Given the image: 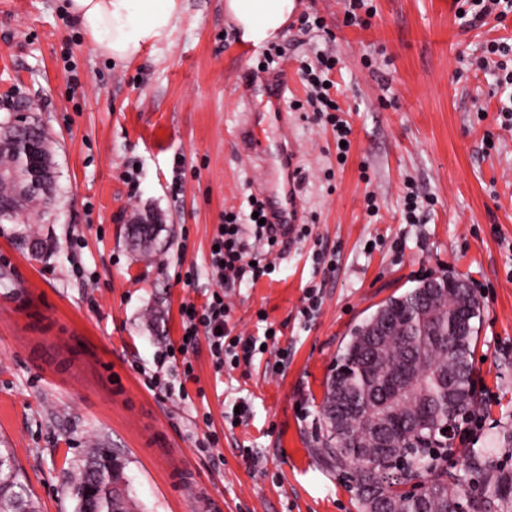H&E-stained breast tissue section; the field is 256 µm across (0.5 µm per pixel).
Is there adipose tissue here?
Returning <instances> with one entry per match:
<instances>
[{
    "mask_svg": "<svg viewBox=\"0 0 512 512\" xmlns=\"http://www.w3.org/2000/svg\"><path fill=\"white\" fill-rule=\"evenodd\" d=\"M296 0H224L243 41L261 46L292 19ZM180 0H67L65 10L95 47L118 61L137 60L145 47L167 34Z\"/></svg>",
    "mask_w": 512,
    "mask_h": 512,
    "instance_id": "obj_1",
    "label": "adipose tissue"
}]
</instances>
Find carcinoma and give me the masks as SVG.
<instances>
[{
    "label": "carcinoma",
    "instance_id": "obj_1",
    "mask_svg": "<svg viewBox=\"0 0 512 512\" xmlns=\"http://www.w3.org/2000/svg\"><path fill=\"white\" fill-rule=\"evenodd\" d=\"M48 144L45 129L31 116L17 123L14 116L0 120V169L9 172L28 163L25 144ZM55 179L47 190L32 187L20 196L9 180L0 181V224H19L24 209L38 204L43 214L54 211ZM158 235L153 218L129 225L134 245L151 247ZM417 289L391 297L361 324L336 356L333 375L327 381L321 405L326 430L324 456L336 469L349 474L358 491L362 512H371L370 499L380 507L376 512H492L500 502L512 512V471L495 467L490 457L474 452L463 464L464 475L448 472L449 442L460 423L476 404L474 394L473 343L478 336L476 319L480 301L470 289L449 288L439 304L428 313ZM346 386L357 407L348 422V434L339 442L333 435L331 406L336 385ZM399 385L405 394L391 399L389 387ZM382 411L390 414L395 439L396 465L378 461L371 430ZM426 425L413 426L417 418ZM452 426L448 444L440 441L438 430ZM478 475L482 491L466 488L467 477ZM419 480L427 487L425 499L407 494L403 485ZM69 488L76 497V512H133L125 463L108 448L95 443L86 459L73 466ZM33 494L17 475V462L9 448H0V512H36Z\"/></svg>",
    "mask_w": 512,
    "mask_h": 512
}]
</instances>
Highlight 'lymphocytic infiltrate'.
Listing matches in <instances>:
<instances>
[{
  "label": "lymphocytic infiltrate",
  "mask_w": 512,
  "mask_h": 512,
  "mask_svg": "<svg viewBox=\"0 0 512 512\" xmlns=\"http://www.w3.org/2000/svg\"><path fill=\"white\" fill-rule=\"evenodd\" d=\"M339 63L336 51H322L317 53L315 62L301 63L299 71L308 89L307 106L316 119L331 125L337 141L342 142L348 140L351 128L342 118V105L337 104L331 94L335 86L331 75ZM213 242L215 249L210 253V263L220 287L212 291L203 304L191 300L182 302L179 314L183 338L169 344L165 350L166 358L179 362L188 380L194 377L192 358L200 344H207L214 366L220 371L250 361L261 346L270 347L279 340L275 333L265 334L260 339L234 336L226 328L230 312L226 287L270 275V251L276 247V239L269 235L267 226L255 221L243 224L240 213L229 210L218 224Z\"/></svg>",
  "instance_id": "1"
}]
</instances>
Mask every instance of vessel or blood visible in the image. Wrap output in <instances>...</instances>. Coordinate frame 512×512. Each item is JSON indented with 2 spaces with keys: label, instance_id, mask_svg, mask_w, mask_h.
Here are the masks:
<instances>
[{
  "label": "vessel or blood",
  "instance_id": "vessel-or-blood-1",
  "mask_svg": "<svg viewBox=\"0 0 512 512\" xmlns=\"http://www.w3.org/2000/svg\"><path fill=\"white\" fill-rule=\"evenodd\" d=\"M254 95L262 99L259 110L249 113L235 131L242 155L261 161L270 171L268 180L259 184L257 192L264 200L266 220L280 242L295 237L300 223V210L295 194L294 153L288 144V115L281 101L288 84L281 72H260L251 81ZM273 132L272 143L262 144L265 132Z\"/></svg>",
  "mask_w": 512,
  "mask_h": 512
}]
</instances>
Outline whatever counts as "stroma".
Returning <instances> with one entry per match:
<instances>
[{
	"instance_id": "stroma-1",
	"label": "stroma",
	"mask_w": 512,
	"mask_h": 512,
	"mask_svg": "<svg viewBox=\"0 0 512 512\" xmlns=\"http://www.w3.org/2000/svg\"><path fill=\"white\" fill-rule=\"evenodd\" d=\"M62 5L0 0V117H38L60 185L52 218L27 210L41 252L27 226L0 224V448L40 512H75L67 474L96 442L125 458L134 512H357L320 451L326 382L351 329L436 272L466 280L481 303L474 392L486 415L476 436L455 439L453 459L490 448L512 469V126L499 118L512 88L469 64L486 42L512 44V15L468 29L454 0H373L361 29L344 25L342 0H300L272 46L309 233L285 244L274 274L236 286L228 320L245 337L281 330L286 367L272 373L258 353L219 372L203 345L188 399L165 401L143 374L179 339L181 303L217 286L208 263L224 211H247L265 177L234 131L258 106L246 89L268 48H244L224 0H181L175 28L123 63ZM304 14L324 29L302 31ZM325 48L342 60L334 79L352 127L342 166L331 128L294 107L306 99L299 59ZM406 180L434 200L417 224L401 217ZM145 215L161 226L147 253L127 237ZM189 265L188 287L177 277ZM311 283L322 305L308 320ZM241 400L244 422L225 423Z\"/></svg>"
}]
</instances>
